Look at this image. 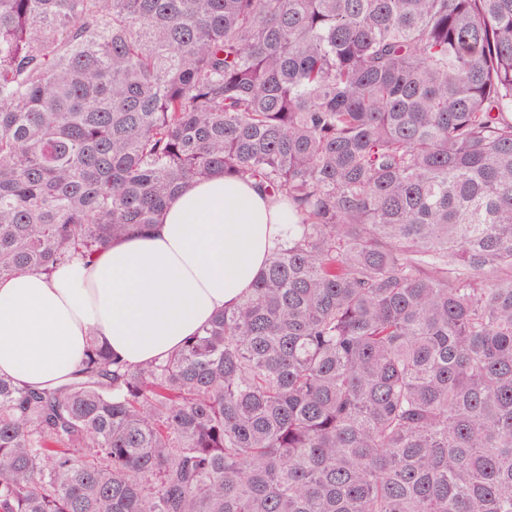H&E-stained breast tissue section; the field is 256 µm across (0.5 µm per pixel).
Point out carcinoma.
Here are the masks:
<instances>
[{"instance_id":"cac0c4a2","label":"carcinoma","mask_w":512,"mask_h":512,"mask_svg":"<svg viewBox=\"0 0 512 512\" xmlns=\"http://www.w3.org/2000/svg\"><path fill=\"white\" fill-rule=\"evenodd\" d=\"M215 173L288 238L162 361L0 376V512H512V0H0V278Z\"/></svg>"}]
</instances>
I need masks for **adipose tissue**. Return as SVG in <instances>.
<instances>
[{
    "label": "adipose tissue",
    "mask_w": 512,
    "mask_h": 512,
    "mask_svg": "<svg viewBox=\"0 0 512 512\" xmlns=\"http://www.w3.org/2000/svg\"><path fill=\"white\" fill-rule=\"evenodd\" d=\"M285 224L284 204L216 174L184 187L147 232L50 276L0 278V376L58 386L92 336L126 368L166 357L253 287Z\"/></svg>",
    "instance_id": "obj_1"
}]
</instances>
